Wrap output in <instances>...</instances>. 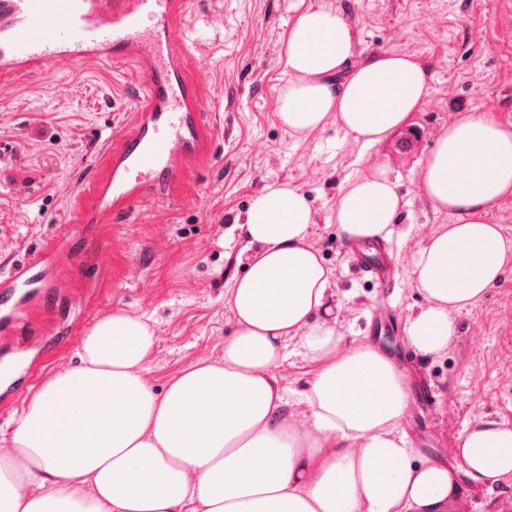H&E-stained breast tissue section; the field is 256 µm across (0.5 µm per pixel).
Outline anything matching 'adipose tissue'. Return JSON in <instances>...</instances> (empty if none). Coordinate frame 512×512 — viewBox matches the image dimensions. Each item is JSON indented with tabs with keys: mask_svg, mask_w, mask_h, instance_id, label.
Segmentation results:
<instances>
[{
	"mask_svg": "<svg viewBox=\"0 0 512 512\" xmlns=\"http://www.w3.org/2000/svg\"><path fill=\"white\" fill-rule=\"evenodd\" d=\"M352 49L333 10L297 16L278 106L292 135L332 116L371 148L407 128L429 94L427 70L401 54L354 66ZM419 175L434 208L456 218L423 237L410 263L425 303L406 336L415 352L435 356L454 334L453 313L512 263V236L486 219L512 196V124L465 112L441 127ZM401 207L381 162L340 188L332 218L347 238L385 240ZM313 225L307 197L288 183L252 200L224 357L188 365L164 393L143 374L156 344L149 325L123 311L99 320L78 365L31 398L0 448V512H447L460 477L512 485L510 421L466 427L454 468L412 447L401 428L404 376L337 329L334 275L310 242ZM295 338L316 370L291 412L273 369Z\"/></svg>",
	"mask_w": 512,
	"mask_h": 512,
	"instance_id": "ef3b65f1",
	"label": "adipose tissue"
}]
</instances>
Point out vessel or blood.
<instances>
[{"label":"vessel or blood","instance_id":"vessel-or-blood-1","mask_svg":"<svg viewBox=\"0 0 512 512\" xmlns=\"http://www.w3.org/2000/svg\"><path fill=\"white\" fill-rule=\"evenodd\" d=\"M192 0H0V78L42 74L57 63L95 59L129 65L142 95L128 130L112 137L105 176L74 199L68 231L85 235L131 216L148 198L175 197L191 171L214 157L201 80L185 44ZM65 238L45 244L0 275V407L20 401L19 377L35 378L46 354L31 356L53 329L59 295L84 311L96 302Z\"/></svg>","mask_w":512,"mask_h":512}]
</instances>
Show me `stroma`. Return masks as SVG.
Segmentation results:
<instances>
[{
	"mask_svg": "<svg viewBox=\"0 0 512 512\" xmlns=\"http://www.w3.org/2000/svg\"><path fill=\"white\" fill-rule=\"evenodd\" d=\"M340 14L353 38L352 64L405 54L427 69L430 93L413 112L418 149L396 138L372 150L335 122L304 137L278 122L279 65L297 8ZM200 71L215 157L194 169L185 199H149L130 222L108 224L75 252L105 241L114 274L99 277L102 316L143 317L156 336L145 376L164 392L179 372L224 355L235 331L227 304L246 260L236 229L262 189L298 187L314 214L312 245L334 271L338 329L393 358L408 376L411 411L402 427L418 450L449 460L460 433L481 419L512 421V265L481 301L454 316L440 356L415 353L406 321L424 298L410 275L420 239L452 223L420 189L419 162L444 124L480 109L512 123V0H205L189 44ZM141 78L125 66L89 60L48 75L0 80V262L20 261L55 233L87 176L100 170L114 132L130 125ZM388 162L403 201L386 246L395 264L387 284L355 262L331 218L347 178ZM289 341L274 373L296 401L315 370ZM430 390L420 399L419 387ZM458 512H512V486L465 484Z\"/></svg>",
	"mask_w": 512,
	"mask_h": 512,
	"instance_id": "stroma-1",
	"label": "stroma"
}]
</instances>
